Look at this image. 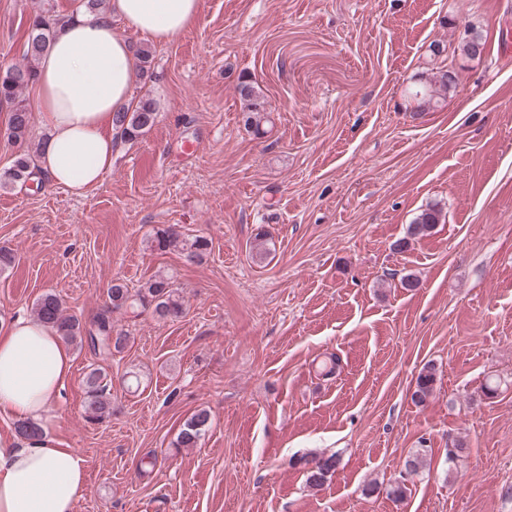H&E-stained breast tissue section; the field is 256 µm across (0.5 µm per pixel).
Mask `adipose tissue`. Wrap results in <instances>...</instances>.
Returning a JSON list of instances; mask_svg holds the SVG:
<instances>
[{"label":"adipose tissue","instance_id":"obj_1","mask_svg":"<svg viewBox=\"0 0 512 512\" xmlns=\"http://www.w3.org/2000/svg\"><path fill=\"white\" fill-rule=\"evenodd\" d=\"M199 0H111L106 13L78 12L38 65L36 104L45 139L37 176L77 196L94 190L116 160V112L131 107L137 59L113 20L166 42L198 19ZM73 376L56 331L30 317L0 326V416L46 427ZM85 462L51 439L0 438V512H74Z\"/></svg>","mask_w":512,"mask_h":512}]
</instances>
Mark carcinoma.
Segmentation results:
<instances>
[{"mask_svg":"<svg viewBox=\"0 0 512 512\" xmlns=\"http://www.w3.org/2000/svg\"><path fill=\"white\" fill-rule=\"evenodd\" d=\"M70 19L61 15L53 4L46 2L29 19L26 58L23 66L12 65L0 68V106L8 108L9 137L14 141H24L30 134V111L21 99L25 88L37 80V65L40 57L53 43L59 28ZM457 77L454 72L438 68L426 78L423 89L415 92L418 107L426 108L438 92H448L455 87ZM241 99L247 102L245 125L260 123L253 113L260 111L255 102L254 87L243 84L239 87ZM157 113L149 100L137 102L135 109L118 112L114 116V125L120 130L123 142H135L148 132L155 124ZM35 157L27 154L16 159L8 174L9 183L23 180L32 174L31 167ZM441 220V210L429 206L422 210L411 225L410 235L418 236L429 232ZM156 247L178 250L190 261H200L209 249V241L204 237L189 240L172 225L158 231L154 237ZM151 307L153 313L161 319L180 317L184 312L183 302L172 287L171 278L159 274L154 276L147 285L133 294L122 283H115L108 291V300L93 318L91 327L87 328L75 316L66 314L62 300L54 293H46L40 297L34 309V315L43 323L51 326L59 336L71 345H87L90 351L102 360L112 358L121 352L127 344V336L114 330L112 313L135 307ZM436 382L435 369L426 365L419 372L412 400L421 404L432 394ZM87 393L89 397V417L103 420L112 413V400L107 376L99 369L92 370L87 377ZM210 416L207 410L201 409L183 424L176 446L194 448L205 432ZM307 466V482L311 487H320L327 477L335 473L336 456H313L305 460Z\"/></svg>","mask_w":512,"mask_h":512,"instance_id":"obj_1","label":"carcinoma"}]
</instances>
